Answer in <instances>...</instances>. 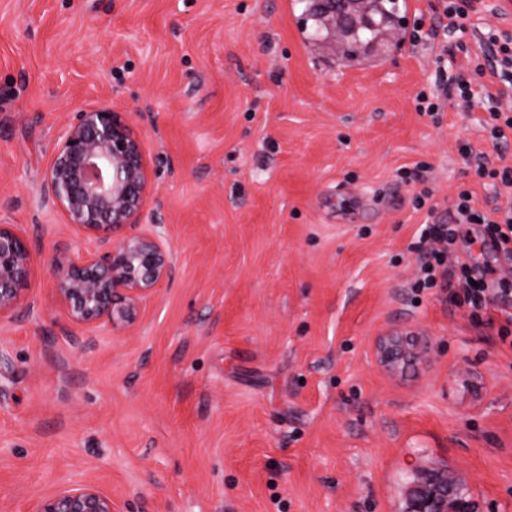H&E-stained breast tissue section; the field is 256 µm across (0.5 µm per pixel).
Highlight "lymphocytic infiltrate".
I'll use <instances>...</instances> for the list:
<instances>
[{"mask_svg": "<svg viewBox=\"0 0 512 512\" xmlns=\"http://www.w3.org/2000/svg\"><path fill=\"white\" fill-rule=\"evenodd\" d=\"M479 48V53L466 55L459 72L447 79L444 92L458 111L483 106L489 114L485 131L493 142L504 143L512 139V104H500L494 89L497 83L512 81V34L487 32L481 36ZM460 151L479 177L500 180L506 194L503 200L482 206L472 191H461L449 221L425 225L417 246L420 266L411 288L416 292L432 288L447 291L450 301L465 299L472 314H485L492 308L493 294L512 291V273H499L493 283L475 276L469 263L456 257L453 244L463 225L480 224L499 251L512 256V167L495 166L484 152L468 144Z\"/></svg>", "mask_w": 512, "mask_h": 512, "instance_id": "obj_1", "label": "lymphocytic infiltrate"}]
</instances>
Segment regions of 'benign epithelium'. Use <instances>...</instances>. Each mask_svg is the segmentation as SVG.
I'll return each mask as SVG.
<instances>
[{"mask_svg": "<svg viewBox=\"0 0 512 512\" xmlns=\"http://www.w3.org/2000/svg\"><path fill=\"white\" fill-rule=\"evenodd\" d=\"M331 20L330 45L341 50L345 38L370 17V0H314ZM152 187L144 142L129 113L89 107L75 114L58 144L42 186L46 203L92 248L73 258L48 259L68 319L92 329L126 330L137 323L142 305L171 282L174 253L155 224L141 223ZM34 261L28 235L15 224H0V321L21 304V287ZM373 357L385 372L428 357L417 332L394 327L375 337ZM436 512H478L464 496L441 489ZM423 486L414 488L405 512H428ZM36 512H113L112 497L92 484L65 488Z\"/></svg>", "mask_w": 512, "mask_h": 512, "instance_id": "obj_1", "label": "benign epithelium"}]
</instances>
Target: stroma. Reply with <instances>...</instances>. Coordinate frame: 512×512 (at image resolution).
<instances>
[{
    "label": "stroma",
    "mask_w": 512,
    "mask_h": 512,
    "mask_svg": "<svg viewBox=\"0 0 512 512\" xmlns=\"http://www.w3.org/2000/svg\"><path fill=\"white\" fill-rule=\"evenodd\" d=\"M302 0H0V224L34 263L0 323V512L92 483L115 512H403L445 468L512 512V346L439 289L411 301L422 224L469 171L467 141L512 166L482 110L415 109L435 55L310 58ZM130 113L154 172L142 221L176 258L125 332L70 323L45 263L85 249L41 202L76 112ZM426 164L433 209L401 169ZM482 225L455 243L498 268ZM406 325L429 360L371 355Z\"/></svg>",
    "instance_id": "obj_1"
}]
</instances>
